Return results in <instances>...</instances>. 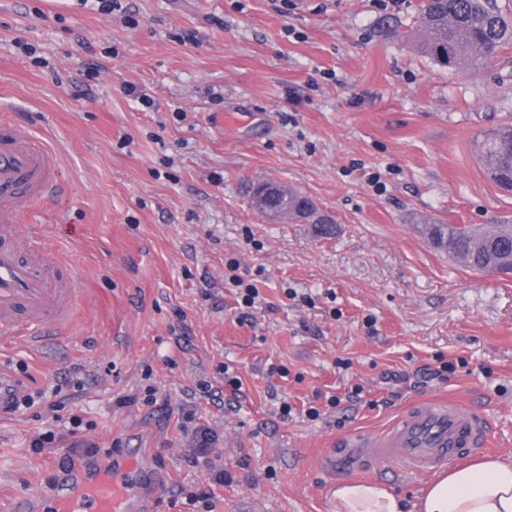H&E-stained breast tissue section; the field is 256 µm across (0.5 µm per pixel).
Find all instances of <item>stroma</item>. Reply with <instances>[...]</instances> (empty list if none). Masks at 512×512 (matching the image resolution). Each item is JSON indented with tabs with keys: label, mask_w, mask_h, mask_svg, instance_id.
<instances>
[{
	"label": "stroma",
	"mask_w": 512,
	"mask_h": 512,
	"mask_svg": "<svg viewBox=\"0 0 512 512\" xmlns=\"http://www.w3.org/2000/svg\"><path fill=\"white\" fill-rule=\"evenodd\" d=\"M121 3L138 27L78 0H0V116L61 155L27 221L79 287L65 351L0 350L34 399L0 418V512L51 494L84 448L153 449L151 512H331V488L358 478L411 503L426 478L328 458L442 396L482 407L486 455L512 460V276L463 268L419 231L512 220V193L471 150L512 121V48L441 67L411 36L421 0ZM94 61L97 82L79 86ZM261 182L311 197L332 234L263 218L249 203ZM231 258L260 292L246 317ZM443 364L448 381L425 380ZM49 429L55 447L34 452ZM203 432L223 484L193 461ZM205 486L209 500H187Z\"/></svg>",
	"instance_id": "1"
}]
</instances>
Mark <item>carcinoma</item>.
<instances>
[{
	"mask_svg": "<svg viewBox=\"0 0 512 512\" xmlns=\"http://www.w3.org/2000/svg\"><path fill=\"white\" fill-rule=\"evenodd\" d=\"M421 53L444 66H473L497 57L512 47V12L497 0H421L419 10ZM480 132L473 142L487 178L500 186L512 180V124ZM289 215L303 221L320 212L308 197L289 191ZM421 231L433 246L445 250L464 267L478 272L512 275V224L492 225L478 235L462 224H424Z\"/></svg>",
	"mask_w": 512,
	"mask_h": 512,
	"instance_id": "carcinoma-1",
	"label": "carcinoma"
}]
</instances>
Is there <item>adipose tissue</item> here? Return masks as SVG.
<instances>
[{
	"mask_svg": "<svg viewBox=\"0 0 512 512\" xmlns=\"http://www.w3.org/2000/svg\"><path fill=\"white\" fill-rule=\"evenodd\" d=\"M330 496L332 512H512V461L485 457L450 466L411 506L377 481H346Z\"/></svg>",
	"mask_w": 512,
	"mask_h": 512,
	"instance_id": "1",
	"label": "adipose tissue"
}]
</instances>
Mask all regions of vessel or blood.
<instances>
[{
  "instance_id": "b4317fda",
  "label": "vessel or blood",
  "mask_w": 512,
  "mask_h": 512,
  "mask_svg": "<svg viewBox=\"0 0 512 512\" xmlns=\"http://www.w3.org/2000/svg\"><path fill=\"white\" fill-rule=\"evenodd\" d=\"M59 167L55 148L0 122V339L22 342L34 354L66 343L78 296L74 277L58 267L36 231L16 226L56 191ZM21 395L0 369V414ZM486 435L483 412L453 400L423 401L408 407L382 437L344 440L340 457L351 469L385 461L428 474L485 448ZM160 489L152 454L125 453L65 470L50 495L16 499L11 512H147Z\"/></svg>"
}]
</instances>
